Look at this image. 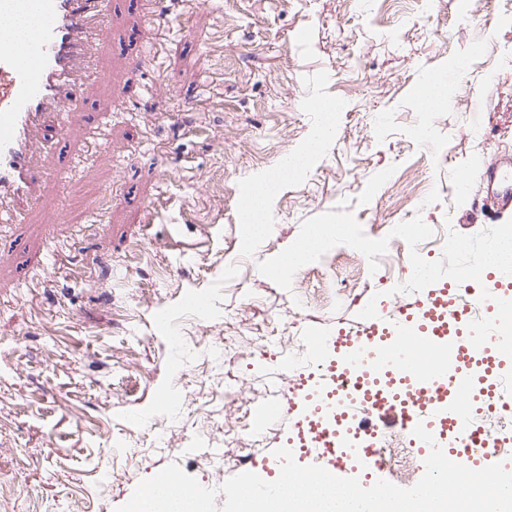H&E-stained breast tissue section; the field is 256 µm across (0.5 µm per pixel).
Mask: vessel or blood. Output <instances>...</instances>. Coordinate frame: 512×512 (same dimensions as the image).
<instances>
[{"label": "vessel or blood", "instance_id": "vessel-or-blood-1", "mask_svg": "<svg viewBox=\"0 0 512 512\" xmlns=\"http://www.w3.org/2000/svg\"><path fill=\"white\" fill-rule=\"evenodd\" d=\"M112 6L113 0H0V224L23 223L26 207L47 178L32 165L39 148L33 129L53 114L58 135H65L70 112L82 107L70 91L75 73L87 81L105 79L104 71L83 62L89 33L111 28ZM28 15L35 21L23 42H15L13 25ZM482 184L497 214L512 211V177L500 164L485 169ZM484 289L490 294L484 311H496L505 290L487 271L481 283L441 280L395 315L364 320L352 332L314 337L308 353L324 363L325 397L317 405L304 393L290 398L310 426L306 435L289 434V446L302 448L334 475L385 480L389 473L378 453L382 434L403 430L426 455L429 446L412 435L421 423L451 460L478 469L497 462V455H474L455 442L457 436L477 434L470 416L474 382H483L482 396L491 399L502 388V371L512 367L495 342L477 352L448 330L452 322L470 323L471 302ZM344 373L368 387L361 414L337 411V383Z\"/></svg>", "mask_w": 512, "mask_h": 512}]
</instances>
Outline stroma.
I'll return each instance as SVG.
<instances>
[{"instance_id": "35a3bbf8", "label": "stroma", "mask_w": 512, "mask_h": 512, "mask_svg": "<svg viewBox=\"0 0 512 512\" xmlns=\"http://www.w3.org/2000/svg\"><path fill=\"white\" fill-rule=\"evenodd\" d=\"M91 53L110 80L77 86L64 139L39 133L68 181L0 224V512H115L170 463L217 488L272 456L296 417L274 351L355 326L376 294L391 313L411 271L390 248L355 281L338 249L328 303L258 262L342 202L373 239L421 217L440 259L437 235L493 227L481 175L512 157V0H116ZM435 76L450 104L427 112ZM168 80L178 96L142 95ZM320 101L333 138L243 249L242 189L305 147ZM92 201L102 223H72ZM260 403L280 412L242 448Z\"/></svg>"}]
</instances>
